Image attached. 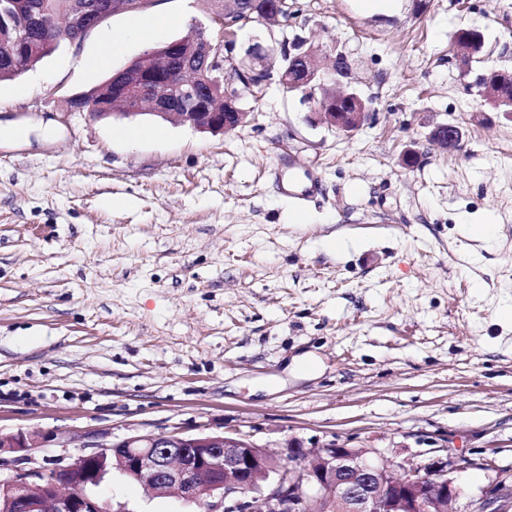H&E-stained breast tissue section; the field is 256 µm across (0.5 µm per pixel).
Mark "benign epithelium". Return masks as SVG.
<instances>
[{
    "instance_id": "obj_1",
    "label": "benign epithelium",
    "mask_w": 512,
    "mask_h": 512,
    "mask_svg": "<svg viewBox=\"0 0 512 512\" xmlns=\"http://www.w3.org/2000/svg\"><path fill=\"white\" fill-rule=\"evenodd\" d=\"M157 0H104L97 9L85 0H70L63 25L86 36L117 12H142ZM236 9L214 0L206 22L196 23L184 38L152 49L113 72L112 82L69 100L76 112L96 108L94 116L134 118L147 114L165 122L188 125L211 134L228 133L244 121L240 86L261 81L268 73L259 45L235 55L238 30L256 14L277 21L285 0H266L258 8L235 0ZM39 19L17 7L0 17V49L22 44L29 61L43 54L33 38ZM482 32L467 29L454 37L462 72L472 71L475 42ZM315 50L282 48L290 71L287 90L315 99L319 111L308 119L324 121L352 134L375 119L368 101L355 91L325 93V79L314 66ZM496 81L492 105L512 112V71H484L474 83ZM461 129L436 125L430 140L446 149L460 147ZM86 451L69 458L32 455L34 445L18 431L0 433V497L7 512H131L100 498L98 487L112 470L144 485L152 494L178 495L187 503L206 502V512H512V479L499 478L477 496L460 482L462 465L446 457L393 466L377 448H347L331 440L311 450L288 443L284 457L272 458L265 447L241 433H135L117 442L84 443ZM9 453L12 458L1 456Z\"/></svg>"
}]
</instances>
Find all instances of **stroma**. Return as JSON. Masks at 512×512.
<instances>
[{"label":"stroma","instance_id":"1","mask_svg":"<svg viewBox=\"0 0 512 512\" xmlns=\"http://www.w3.org/2000/svg\"><path fill=\"white\" fill-rule=\"evenodd\" d=\"M289 24L252 23L277 71L294 37L350 62L369 100L352 135L308 121L316 103L271 79L224 135L149 116L92 119L68 100L205 19L207 0H159L170 24L133 36L115 13L0 82V122L55 137L0 139V432L35 457L77 436L241 432L276 456L298 439L381 449L394 465L448 453L471 490L512 469V116L462 75L454 37L480 30L474 72L512 69V0H288ZM118 40L111 68L92 59ZM462 130L446 150L429 134ZM136 126L143 137L127 141ZM416 150L418 163L400 158ZM318 179L303 204L277 175ZM492 221L494 237L462 225ZM309 353L312 372L292 371ZM495 462L483 468V458ZM102 496L134 512H199L119 474ZM463 138L461 129L451 123L437 124L430 133V140L446 149L460 147Z\"/></svg>","mask_w":512,"mask_h":512}]
</instances>
